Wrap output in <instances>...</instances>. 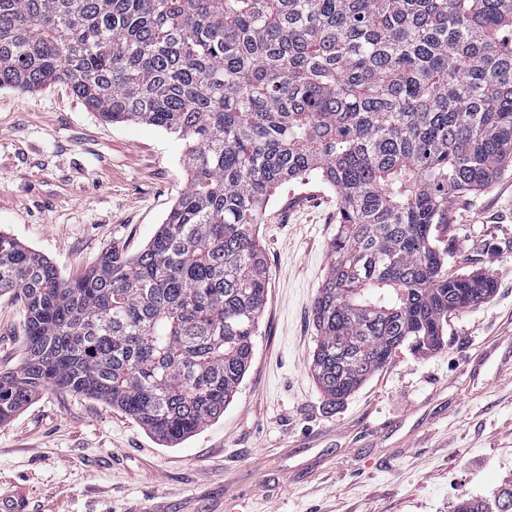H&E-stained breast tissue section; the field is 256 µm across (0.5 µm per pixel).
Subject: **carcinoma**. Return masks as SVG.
<instances>
[{
  "label": "carcinoma",
  "instance_id": "1",
  "mask_svg": "<svg viewBox=\"0 0 512 512\" xmlns=\"http://www.w3.org/2000/svg\"><path fill=\"white\" fill-rule=\"evenodd\" d=\"M67 84L108 122L185 142L188 179L143 250L63 279L0 232L25 356L0 423L48 388L165 445L224 414L253 356L271 190L340 197L310 369L348 397L403 344L428 354L494 282L450 275L437 228L512 167V0H0V87ZM454 512H512V482Z\"/></svg>",
  "mask_w": 512,
  "mask_h": 512
}]
</instances>
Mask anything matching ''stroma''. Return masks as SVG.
Returning a JSON list of instances; mask_svg holds the SVG:
<instances>
[{
  "mask_svg": "<svg viewBox=\"0 0 512 512\" xmlns=\"http://www.w3.org/2000/svg\"><path fill=\"white\" fill-rule=\"evenodd\" d=\"M184 143L111 124L64 84L0 88V231L80 275L108 245L136 254L187 174ZM340 200L317 179L273 191L258 229L269 276L248 371L223 414L159 444L112 405L46 389L0 424V498L28 512H454L512 479V167L454 202L451 274L490 276L439 350L402 345L342 403L310 372L312 306ZM25 310L0 295V372L20 367Z\"/></svg>",
  "mask_w": 512,
  "mask_h": 512,
  "instance_id": "1",
  "label": "stroma"
}]
</instances>
